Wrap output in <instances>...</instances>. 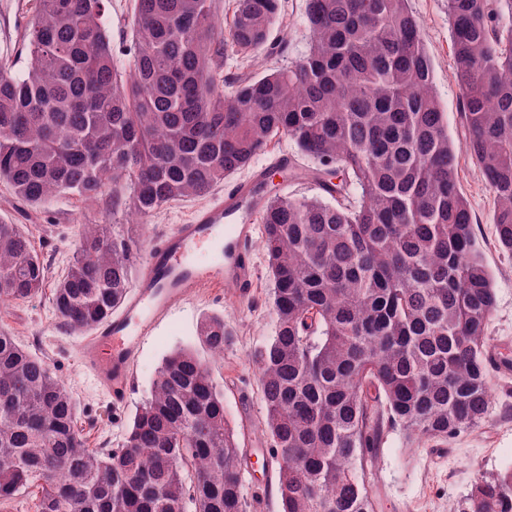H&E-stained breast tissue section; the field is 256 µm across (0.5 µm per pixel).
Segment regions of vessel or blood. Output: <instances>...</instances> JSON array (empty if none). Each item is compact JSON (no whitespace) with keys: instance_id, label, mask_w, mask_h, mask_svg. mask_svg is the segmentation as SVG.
<instances>
[{"instance_id":"b4317fda","label":"vessel or blood","mask_w":512,"mask_h":512,"mask_svg":"<svg viewBox=\"0 0 512 512\" xmlns=\"http://www.w3.org/2000/svg\"><path fill=\"white\" fill-rule=\"evenodd\" d=\"M261 179L257 172L225 189L215 204L196 210L189 223L155 243L138 261L122 313L83 339L80 364L115 405L126 402L131 364L176 299L204 283L231 285L242 298L251 293L255 272L246 244L263 209L256 192Z\"/></svg>"}]
</instances>
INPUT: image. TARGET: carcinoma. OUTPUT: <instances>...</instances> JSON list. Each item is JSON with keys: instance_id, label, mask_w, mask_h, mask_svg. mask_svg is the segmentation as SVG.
I'll use <instances>...</instances> for the list:
<instances>
[{"instance_id": "1", "label": "carcinoma", "mask_w": 512, "mask_h": 512, "mask_svg": "<svg viewBox=\"0 0 512 512\" xmlns=\"http://www.w3.org/2000/svg\"><path fill=\"white\" fill-rule=\"evenodd\" d=\"M109 0H39L20 75L0 60V179L31 204L112 191L147 218L209 196L275 137L314 167L261 182L275 331L255 360L282 512H374L367 456L386 428L446 441L488 417L495 308L433 65L409 0H306L308 52L259 77H221L286 41L281 0H135L124 70ZM512 0H448L465 147L497 197L512 254ZM310 176L294 198L273 177ZM356 187L358 195L349 193ZM139 257L117 224H83L52 290L63 325L89 331L124 303ZM44 263L0 222V302L42 292ZM224 316L200 348L167 355L149 398L107 451L86 446L74 399L46 360L0 331V512H246L247 453L202 352L224 354ZM453 512H512V470L478 477Z\"/></svg>"}]
</instances>
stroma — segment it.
<instances>
[{"label": "stroma", "instance_id": "stroma-1", "mask_svg": "<svg viewBox=\"0 0 512 512\" xmlns=\"http://www.w3.org/2000/svg\"><path fill=\"white\" fill-rule=\"evenodd\" d=\"M38 0H0V57L23 70L28 58L26 35ZM419 18L427 51L434 66V88L448 117V134L457 151L458 186L468 200L474 232L495 289V311L487 334L497 351L512 355V255L503 252L495 236L492 216L495 194L483 179L464 145L463 108L454 71L448 0H410ZM134 0H110L106 28L117 59H132L131 18ZM285 19L273 32L288 41L286 56L259 58L248 71L259 75L268 65L282 66L308 49L305 0H285ZM205 199L168 204L140 219L130 211H113L111 193L92 199L71 195L32 206L18 198L0 180V221L21 224L31 234L49 280L58 279L73 253L76 236L84 224L135 226L140 250H147L161 236L186 223ZM256 283L246 298L229 288H203L176 302L149 336L132 367V388L124 406L114 407L92 376L79 364L81 333L64 329L50 293L18 303L0 304V331L15 336L27 349L46 357L52 371L69 387L77 405L78 426L89 447L116 446L137 407L148 396L162 359L173 350L196 341L197 325L206 315L224 317L230 337L223 356L210 362L224 386V410L248 450L250 466L244 475L243 493L248 512H280L276 464L267 463L264 407L260 396L254 354L274 334L272 284L259 239L249 245ZM490 383L494 403L480 426L445 442L420 441L407 445L401 429L385 430L375 456L367 464L373 483L375 512H449L470 491L478 476H496L512 468V370L493 366Z\"/></svg>", "mask_w": 512, "mask_h": 512}]
</instances>
